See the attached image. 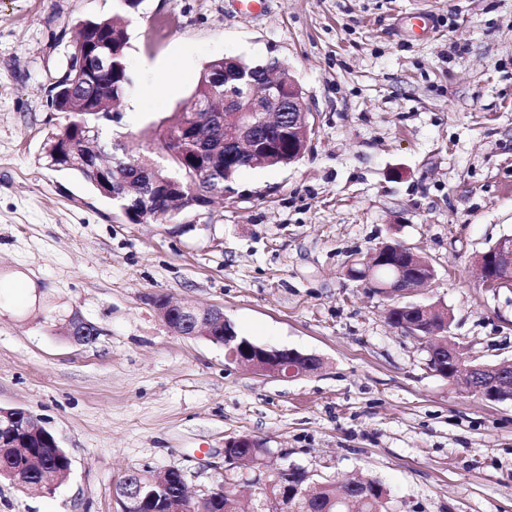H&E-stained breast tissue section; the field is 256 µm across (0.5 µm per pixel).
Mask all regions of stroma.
I'll list each match as a JSON object with an SVG mask.
<instances>
[{"label": "stroma", "mask_w": 512, "mask_h": 512, "mask_svg": "<svg viewBox=\"0 0 512 512\" xmlns=\"http://www.w3.org/2000/svg\"><path fill=\"white\" fill-rule=\"evenodd\" d=\"M121 0H0V406L28 411L71 468L31 495L0 477V512H119L130 472L177 468L192 497L257 470L224 457L249 435L267 467L320 482L381 481L391 512H512V403L437 375L388 298L351 261L397 239L427 256L418 292L451 315L479 362L512 360V288L475 258L512 235V0H142L128 16L133 85L112 124L146 139L189 103L219 57L276 58L316 133L287 167L242 171L197 223L133 224L43 159L67 115L49 102L63 37ZM429 16L432 32L409 26ZM220 306L259 345L320 358L275 380L205 337L169 332L152 296ZM96 325L64 336L71 315ZM70 335L67 336L72 339L73 342L79 344H88L93 342L97 334L99 333V329L92 323H89L82 319L78 315H74L70 320ZM90 334L91 336H86Z\"/></svg>", "instance_id": "stroma-1"}]
</instances>
